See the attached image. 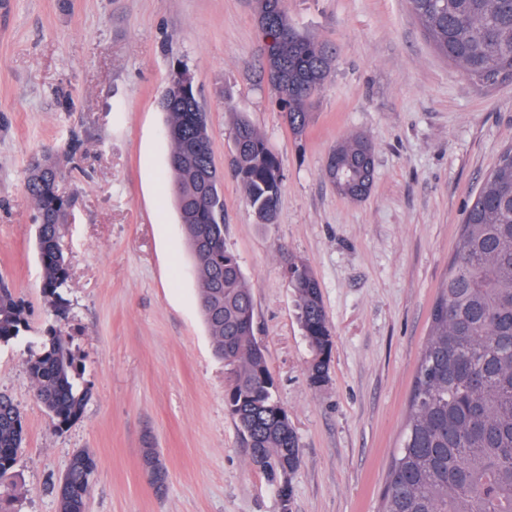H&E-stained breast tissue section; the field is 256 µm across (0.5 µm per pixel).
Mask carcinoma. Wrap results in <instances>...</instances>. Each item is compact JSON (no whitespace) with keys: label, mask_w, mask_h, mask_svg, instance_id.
<instances>
[{"label":"carcinoma","mask_w":512,"mask_h":512,"mask_svg":"<svg viewBox=\"0 0 512 512\" xmlns=\"http://www.w3.org/2000/svg\"><path fill=\"white\" fill-rule=\"evenodd\" d=\"M436 51L475 84L512 80V0H408ZM268 80L279 95L289 128L299 136L309 108L332 69V49L291 24L286 0H252ZM171 145L170 190L201 284L199 306L215 355L234 376L225 404L243 436L251 463L280 484L288 506V475L301 448L255 336L252 289L237 256L224 244L222 177L214 166L211 130L193 77L174 70L159 98ZM373 149L356 133L329 153L325 170L364 177L357 159ZM234 171L256 223L272 224L282 168L267 141L245 119L234 135ZM54 149L30 165L26 194L36 210L42 295L54 321L42 331L27 370L35 399L56 426L79 420L91 397L70 338L65 298L69 260L61 247L70 200L59 192ZM305 339L313 353L312 386L328 369L332 331L318 281L304 264L286 268ZM30 330L29 306L0 277V345ZM25 444L23 415L0 393V498L16 493L8 482ZM97 469L87 449L76 450L55 488L58 512L87 507ZM380 512H512V147L465 213L448 274L432 307L429 337L417 367L400 446L391 456Z\"/></svg>","instance_id":"obj_1"}]
</instances>
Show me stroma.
Here are the masks:
<instances>
[{
	"label": "stroma",
	"instance_id": "obj_1",
	"mask_svg": "<svg viewBox=\"0 0 512 512\" xmlns=\"http://www.w3.org/2000/svg\"><path fill=\"white\" fill-rule=\"evenodd\" d=\"M11 2L0 15V275L28 302L31 330L0 347V391L26 428L14 467L22 491L0 507L57 512L54 487L73 450L87 448L98 460L89 512H377L465 211L512 145V81L475 85L435 52L407 0H287L293 26L336 49L298 138L267 81L250 0ZM180 65L208 115L224 241L252 289L256 336L299 439L285 505L225 406L224 363L169 194L158 100ZM241 117L281 161L272 224L256 223L233 175ZM354 133L374 146L359 201L325 174L330 151ZM48 145L61 190L76 196L61 240L71 261L64 333L92 392L60 430L27 372L52 315L24 182ZM291 261L313 271L332 329L318 388ZM147 447L168 471L156 493L141 465Z\"/></svg>",
	"mask_w": 512,
	"mask_h": 512
}]
</instances>
